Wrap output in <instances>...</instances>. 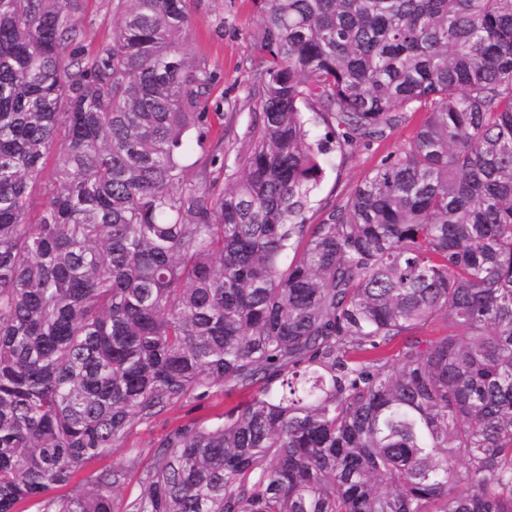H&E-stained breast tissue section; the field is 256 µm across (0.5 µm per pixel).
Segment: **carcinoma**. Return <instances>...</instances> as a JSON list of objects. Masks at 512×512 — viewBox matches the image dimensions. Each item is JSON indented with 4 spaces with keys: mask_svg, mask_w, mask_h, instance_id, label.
I'll use <instances>...</instances> for the list:
<instances>
[{
    "mask_svg": "<svg viewBox=\"0 0 512 512\" xmlns=\"http://www.w3.org/2000/svg\"><path fill=\"white\" fill-rule=\"evenodd\" d=\"M121 2L88 55L80 0H0V512L133 474L124 512H512V0H255L221 191L187 0ZM418 111L308 223L324 157ZM213 389L249 398L80 477Z\"/></svg>",
    "mask_w": 512,
    "mask_h": 512,
    "instance_id": "carcinoma-1",
    "label": "carcinoma"
}]
</instances>
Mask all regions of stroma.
Instances as JSON below:
<instances>
[{
  "instance_id": "stroma-1",
  "label": "stroma",
  "mask_w": 512,
  "mask_h": 512,
  "mask_svg": "<svg viewBox=\"0 0 512 512\" xmlns=\"http://www.w3.org/2000/svg\"><path fill=\"white\" fill-rule=\"evenodd\" d=\"M189 13L191 29L184 48L218 74L209 109L220 113L221 118L214 121L210 140L221 145L213 171L218 188L226 189L239 168L243 133L257 110L249 87L253 71L263 57L261 19L253 0H190ZM73 20L83 28L84 46L91 53L111 39L121 15L116 0H82ZM422 119V113H408L406 120L386 137L360 144L344 156L332 154L309 213L311 223L326 219L334 206L345 203L355 188L372 175L383 158L408 145ZM240 399V394L228 399L216 390L205 399L176 405L152 422L135 423L120 446L107 457L93 461L91 467L96 470L119 463L132 448L140 451L143 460H150L154 444L173 428L194 419L214 417L223 412L226 401Z\"/></svg>"
}]
</instances>
